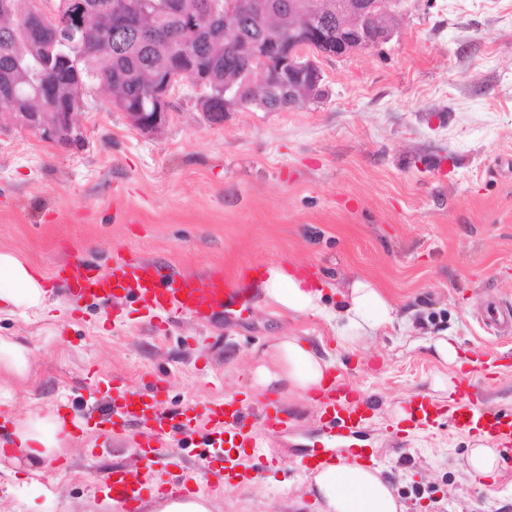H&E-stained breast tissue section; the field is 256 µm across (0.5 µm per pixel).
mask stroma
<instances>
[{
  "label": "stroma",
  "mask_w": 512,
  "mask_h": 512,
  "mask_svg": "<svg viewBox=\"0 0 512 512\" xmlns=\"http://www.w3.org/2000/svg\"><path fill=\"white\" fill-rule=\"evenodd\" d=\"M321 99L285 112L243 108L223 124L197 107L180 81L168 121L144 133L90 84L75 116L80 140L42 139L0 119V251L48 276L44 310L0 311V336L31 351L27 377L0 389V417L55 405L81 417L64 453L67 471L30 473L0 454V512H93L113 466L131 467L130 443L104 438L94 406L112 390L87 388L102 373L148 392L176 412L246 393L249 370L284 334L322 337L352 388L375 397L366 429L349 448L375 453L406 512H512V454L481 483L464 472L471 432L441 423L400 433L395 415L413 394L436 395L435 376L455 367L432 355L431 338L455 337L488 408L512 413V332L488 333V298L512 303V0H406L390 39L341 58H322ZM201 276L249 266L297 264L335 290L356 278L385 290L406 320L338 349L331 326L272 308L237 305L156 330L125 297L82 301L71 312L57 266L72 254L109 269L116 250ZM291 422L267 438L261 479L225 485L213 512H317L296 462L333 447L317 406L284 404ZM200 434L173 446L174 473L224 476L217 455L200 458Z\"/></svg>",
  "instance_id": "stroma-1"
}]
</instances>
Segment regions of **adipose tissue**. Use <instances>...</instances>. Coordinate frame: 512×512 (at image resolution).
I'll use <instances>...</instances> for the list:
<instances>
[{
  "instance_id": "adipose-tissue-1",
  "label": "adipose tissue",
  "mask_w": 512,
  "mask_h": 512,
  "mask_svg": "<svg viewBox=\"0 0 512 512\" xmlns=\"http://www.w3.org/2000/svg\"><path fill=\"white\" fill-rule=\"evenodd\" d=\"M0 309L24 313L44 308L48 298L44 275L15 253L0 252ZM249 291L259 304L288 316L319 317L331 323L336 345L355 349L367 337L394 326L398 310L389 296L369 280L356 279L337 302H330L323 283L299 271L269 266L251 279ZM336 361L324 349L301 336H283L265 350L250 370L252 384L260 391L287 394L289 400H310ZM71 421L58 408L34 413L17 423L12 445L26 464L39 466L67 446ZM320 512H404V506L381 469L357 463L321 465L307 487Z\"/></svg>"
}]
</instances>
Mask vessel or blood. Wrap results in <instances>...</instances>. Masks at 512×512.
I'll list each match as a JSON object with an SVG mask.
<instances>
[{
	"label": "vessel or blood",
	"mask_w": 512,
	"mask_h": 512,
	"mask_svg": "<svg viewBox=\"0 0 512 512\" xmlns=\"http://www.w3.org/2000/svg\"><path fill=\"white\" fill-rule=\"evenodd\" d=\"M57 279L65 284L71 304L98 296H124L138 301L148 313L184 314L198 320L223 312L234 303L237 290L223 269L207 275H176L167 268L144 258L117 254L110 269L103 270L73 256L57 267ZM472 383L457 381L450 400L428 395H415L405 400V421L408 428L419 429L453 422L457 427L476 430L495 439L501 446L512 447V415L484 408L471 396ZM321 420L337 436L357 433L371 418L376 402L369 396H357L345 377L333 380L320 398ZM104 418L120 430L134 429L133 439L141 466L129 470L114 467L112 498L117 512H140L141 488L156 483L168 496H181L189 490L190 476L164 475L161 460L168 446L176 442L179 432H192L191 423H177L174 415L161 411L154 396L122 389L113 398ZM206 452L226 451L228 471L240 467L239 457L231 456L237 438L245 436L247 418L259 420L267 435H275L288 425L287 418L270 405L257 406L248 397H227L210 403L202 414Z\"/></svg>",
	"instance_id": "vessel-or-blood-1"
}]
</instances>
